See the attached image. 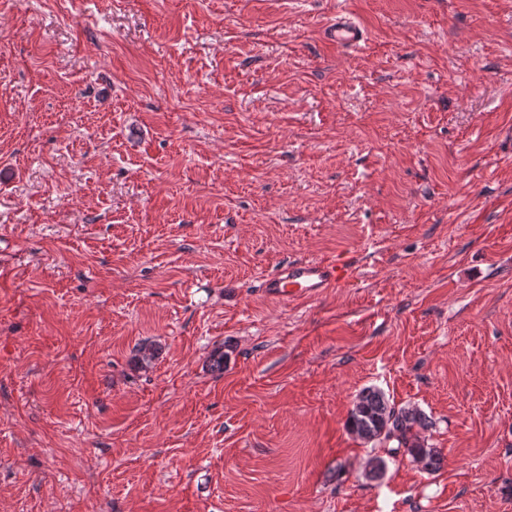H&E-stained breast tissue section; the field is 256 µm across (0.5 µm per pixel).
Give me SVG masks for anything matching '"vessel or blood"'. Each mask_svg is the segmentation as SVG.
Masks as SVG:
<instances>
[{"mask_svg":"<svg viewBox=\"0 0 512 512\" xmlns=\"http://www.w3.org/2000/svg\"><path fill=\"white\" fill-rule=\"evenodd\" d=\"M326 38L338 46L357 49L364 43L365 34L347 11L340 10L326 29ZM348 275V267L341 262L301 258L263 277L260 287L265 297L280 303L307 301L338 287Z\"/></svg>","mask_w":512,"mask_h":512,"instance_id":"obj_1","label":"vessel or blood"}]
</instances>
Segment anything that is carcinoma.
I'll list each match as a JSON object with an SVG mask.
<instances>
[{"instance_id": "cac0c4a2", "label": "carcinoma", "mask_w": 512, "mask_h": 512, "mask_svg": "<svg viewBox=\"0 0 512 512\" xmlns=\"http://www.w3.org/2000/svg\"><path fill=\"white\" fill-rule=\"evenodd\" d=\"M428 427L427 417L418 409L397 407L376 388L363 390L355 399L348 428L366 442L397 443L427 471L441 467L439 450L427 446L422 431Z\"/></svg>"}]
</instances>
